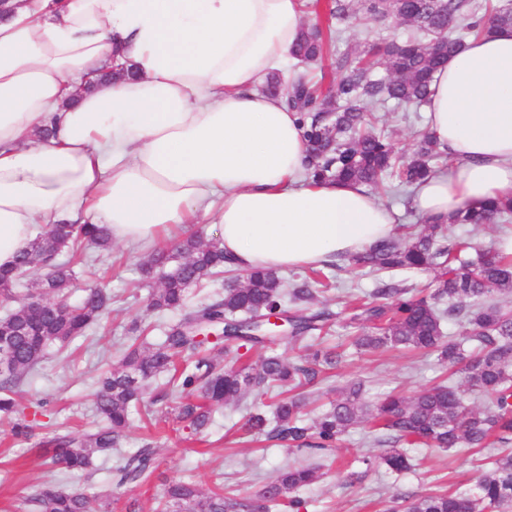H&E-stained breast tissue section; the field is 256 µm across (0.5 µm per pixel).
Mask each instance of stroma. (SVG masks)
Wrapping results in <instances>:
<instances>
[{
  "label": "stroma",
  "instance_id": "obj_1",
  "mask_svg": "<svg viewBox=\"0 0 512 512\" xmlns=\"http://www.w3.org/2000/svg\"><path fill=\"white\" fill-rule=\"evenodd\" d=\"M381 121L392 130L399 150H410L416 133L426 127L425 112H403L386 107ZM153 251L138 245L113 244L111 252L79 267L77 281L70 290L71 301H78L82 290L92 283L102 284L113 295L112 306L102 327L68 348L51 346L37 373L21 386L18 401L26 421L32 422L38 437L56 432L94 431L98 418L94 408V380L108 365L121 357L119 347L126 336V325L133 317L153 326V339H161L166 324L175 314L157 315L148 307L152 291L159 288L158 277H148L143 266ZM337 289L320 295L319 306L333 314L328 342L344 350L341 365L329 378L310 389V407L335 400L336 388L347 381L363 384V400L375 405L391 392L413 397L432 385L444 372L436 354L387 350L355 353L351 350V313L347 293L369 294L376 279L365 271L341 263L335 268ZM269 396L251 393L240 405L216 409L214 422L205 432L192 434L185 422L176 418V399L156 405L153 423L135 422L118 452L96 459L90 472H70L51 464L30 443L15 438L10 430L0 431V512H28L25 500L46 479L56 478L63 485L82 487L91 497L92 508H99L103 495H110L112 512H154L164 485L172 480L196 483L209 490L216 483L244 490L272 480L276 472L304 459L319 467L316 481L302 490L305 512H384L394 497H414L442 485L469 487L485 468V455L463 451L413 448V466L400 474L385 468L364 472L359 457L380 454L366 428L352 430L340 449L299 453L273 442H253L241 426L249 411L269 404ZM158 440L156 469L149 481L133 488L116 486L113 470L121 457L135 453L149 437Z\"/></svg>",
  "mask_w": 512,
  "mask_h": 512
}]
</instances>
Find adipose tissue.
<instances>
[{"instance_id": "adipose-tissue-1", "label": "adipose tissue", "mask_w": 512, "mask_h": 512, "mask_svg": "<svg viewBox=\"0 0 512 512\" xmlns=\"http://www.w3.org/2000/svg\"><path fill=\"white\" fill-rule=\"evenodd\" d=\"M304 2L23 0L1 14L0 268L49 224L154 247L212 220L242 269L319 267L395 236L396 212L364 186L309 176L295 112L260 89L290 62ZM426 111L453 165L416 185L423 223L512 197V27L450 56Z\"/></svg>"}]
</instances>
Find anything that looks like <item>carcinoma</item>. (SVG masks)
<instances>
[{
	"label": "carcinoma",
	"instance_id": "1",
	"mask_svg": "<svg viewBox=\"0 0 512 512\" xmlns=\"http://www.w3.org/2000/svg\"><path fill=\"white\" fill-rule=\"evenodd\" d=\"M478 0H332L328 29L307 27L295 56L342 75L329 92L308 71L287 89L288 106L297 112L304 130L309 174L319 180L387 184L409 190L437 173L446 158L423 135L409 155L400 153L389 133L379 126L377 112L388 103L420 107L427 103L438 67L458 51L471 35L486 27L512 25V4L499 5L485 18ZM394 18L407 31L401 39L388 38L355 56L350 51L326 56L327 46L355 22L385 23ZM512 221V200L468 208L458 224L483 225ZM429 232H405L384 239L352 257L358 268L372 272L417 270L435 273L434 287L414 291L389 279L379 280L370 300L354 307L351 324L360 333L355 346L362 351L411 348L431 351L450 367L462 366L463 382H440L415 397L389 394L374 409L362 400L361 388H345L330 408L306 418L298 396L276 398L271 416L249 415L246 431L298 452L342 447L343 437L364 423L375 428L374 439L384 451L362 456L370 470L384 467L394 473L411 469L410 448H496L491 466L480 472L470 488L436 491L404 501L402 509L387 512H512V308L498 297L512 293V256L498 248L470 254L468 243L450 240L444 224L428 225ZM88 247L106 251L112 240L105 227L93 224H55L35 238L16 265L0 272V298L15 307L0 317V422L17 436H34L22 423L17 400L19 387L46 358L48 348H63L99 327L112 304V294L98 285L83 289L72 302L67 292L76 280L71 262L58 261L64 253L81 258ZM184 262L164 267L169 256L153 254L143 273L159 272L161 288L150 295L149 307L159 314L182 309L190 291L235 268L227 264L221 243L195 237L179 241ZM42 267L34 286L17 285L34 268ZM242 281L224 288L223 295L202 303L168 326L157 343L134 319L128 328L132 343L121 359L96 380L95 411L99 425L84 434H56L37 443L52 462L68 471H84L95 459L121 447L134 416L140 414L146 390L157 381L158 399L178 397L177 418L195 433L213 424V409L238 403L252 391L312 386L325 368H334L342 354L324 345L333 314L312 310L322 293L331 290L329 277L317 268L310 275L286 281L274 270L241 271ZM30 297H47L52 308L27 307ZM281 315L288 327V343L296 354L268 355L256 366L226 368L215 353L220 342L265 347L278 337L268 328V316ZM457 320L461 336L445 334L443 321ZM191 357L178 367L177 359ZM491 396L485 411L468 402L471 393ZM155 449L147 443L122 459L115 468L116 485H137L153 472ZM315 480V471L297 463L253 492L228 494L221 487L203 492L191 482L173 481L163 490L160 512H300L298 493ZM91 499L79 488L55 481L42 483L27 500L29 512H91Z\"/></svg>",
	"mask_w": 512,
	"mask_h": 512
}]
</instances>
